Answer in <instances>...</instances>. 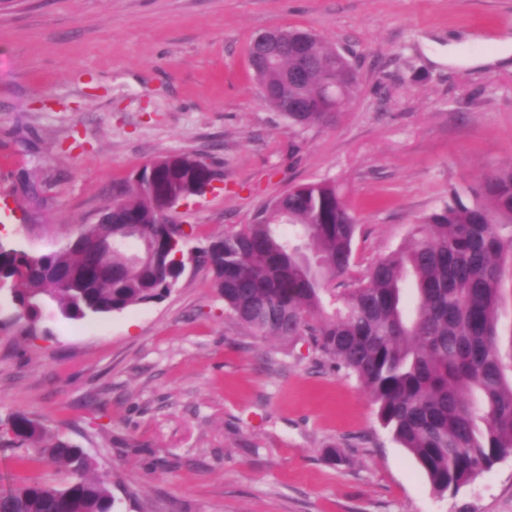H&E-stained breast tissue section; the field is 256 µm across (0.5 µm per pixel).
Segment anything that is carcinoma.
I'll list each match as a JSON object with an SVG mask.
<instances>
[{
	"label": "carcinoma",
	"instance_id": "cac0c4a2",
	"mask_svg": "<svg viewBox=\"0 0 512 512\" xmlns=\"http://www.w3.org/2000/svg\"><path fill=\"white\" fill-rule=\"evenodd\" d=\"M280 35L288 54L255 75L268 106L281 112L315 101L328 82L351 98L357 79L349 57L312 31ZM300 54L316 67L307 79L294 74ZM285 116L305 127L338 113ZM169 160L113 190L110 248L92 246L94 228L38 256L0 243V289L9 288L28 331L50 303L63 318L82 320L157 300L188 255L212 271L225 308L254 336L306 343L354 375L437 494L457 493L512 456V341L503 348L498 331L504 266L512 264V165L483 176L467 199L452 193L356 277L357 219L329 181L294 185L252 223L185 253L189 234L168 223L165 198L202 195L198 184L215 171L189 155ZM71 270L82 280H69ZM2 443L25 448V464L64 466L68 480L25 478L0 491V512H114L108 484L89 475L85 452L41 423L15 413L0 428Z\"/></svg>",
	"mask_w": 512,
	"mask_h": 512
}]
</instances>
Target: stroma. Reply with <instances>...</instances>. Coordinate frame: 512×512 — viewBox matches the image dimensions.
Here are the masks:
<instances>
[{
	"label": "stroma",
	"instance_id": "1",
	"mask_svg": "<svg viewBox=\"0 0 512 512\" xmlns=\"http://www.w3.org/2000/svg\"><path fill=\"white\" fill-rule=\"evenodd\" d=\"M288 27L358 69L333 123L291 126L258 94L250 42ZM171 154L220 175L173 212L188 248L326 180L364 276L451 190L512 165V0H0L1 244L57 250ZM15 315L1 290L0 424L22 412L83 448L115 512H512V457L437 495L355 376L253 336L208 268L120 313L45 310L33 335ZM21 454L0 447V488L66 479Z\"/></svg>",
	"mask_w": 512,
	"mask_h": 512
}]
</instances>
